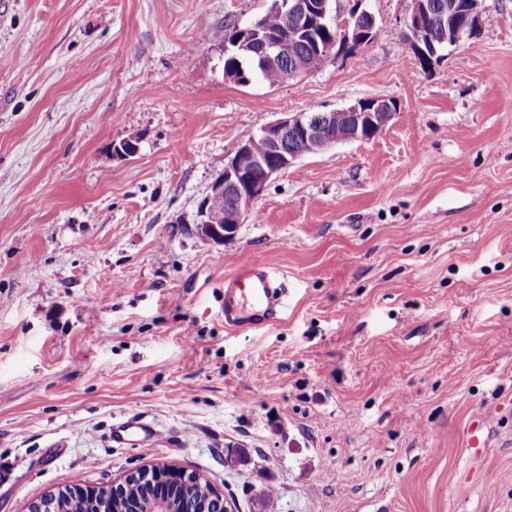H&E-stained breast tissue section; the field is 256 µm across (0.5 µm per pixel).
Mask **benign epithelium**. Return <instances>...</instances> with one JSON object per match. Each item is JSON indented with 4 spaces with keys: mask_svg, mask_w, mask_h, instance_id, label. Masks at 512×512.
<instances>
[{
    "mask_svg": "<svg viewBox=\"0 0 512 512\" xmlns=\"http://www.w3.org/2000/svg\"><path fill=\"white\" fill-rule=\"evenodd\" d=\"M483 0H463L461 12L464 22L453 24L448 32V43H456L463 37L476 35ZM412 12L406 26L411 33L410 44L416 54L428 62L434 59L438 50L431 37L420 27V22L431 15L430 0H412ZM269 11L278 13L296 24V32L301 34L304 28L315 23L331 26L337 30L336 41L348 48L355 43L360 33L353 25L356 19L370 23L366 31L376 27L374 16L363 10L351 13L347 10H333L330 0H271ZM261 40L257 53L269 64L276 66L285 54L280 39L266 34L255 21L240 29L236 44H241L250 36ZM350 117L344 125L334 122L336 112L313 114L299 112L279 118L259 133L241 141L234 156L224 165L213 181L210 192L201 200L197 208L195 224L198 235L217 244L235 235L238 226L245 222L252 212L254 203L263 195L270 180L287 171L303 157L298 150L288 149V137L306 141L314 140L319 151L344 141H369L386 129L397 112V103L385 97H370L358 100L354 105L342 109ZM261 139L269 147L268 157H258L252 150V142ZM224 209V224L211 223L209 216L215 209ZM147 486L158 492L147 496L143 501L138 495L128 494V487ZM182 488L178 505H172L168 495L169 488ZM206 494L207 499L215 502L217 512H230L224 503L223 494L201 476L189 473L175 465L144 466L127 474L123 481L110 487L75 484L67 486L45 498L30 504L29 512H52L51 502L56 500H74L90 505L88 512H117L116 502H126L122 512H199L195 509V494Z\"/></svg>",
    "mask_w": 512,
    "mask_h": 512,
    "instance_id": "obj_1",
    "label": "benign epithelium"
}]
</instances>
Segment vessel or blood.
Instances as JSON below:
<instances>
[{
  "label": "vessel or blood",
  "instance_id": "b4317fda",
  "mask_svg": "<svg viewBox=\"0 0 512 512\" xmlns=\"http://www.w3.org/2000/svg\"><path fill=\"white\" fill-rule=\"evenodd\" d=\"M224 326L239 332L262 329L278 322L283 315L286 288L272 268L263 262L241 266L226 277ZM157 428L137 417L112 425L110 439L116 444L140 445L155 439Z\"/></svg>",
  "mask_w": 512,
  "mask_h": 512
}]
</instances>
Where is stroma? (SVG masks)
Segmentation results:
<instances>
[{
    "label": "stroma",
    "instance_id": "obj_1",
    "mask_svg": "<svg viewBox=\"0 0 512 512\" xmlns=\"http://www.w3.org/2000/svg\"><path fill=\"white\" fill-rule=\"evenodd\" d=\"M343 3L377 38L271 86L225 80L215 37L271 0H0V512L162 462L233 512H512V0L425 67L411 0ZM374 96L379 136L196 235L242 140ZM254 262L286 312L226 330ZM129 416L160 437L112 443Z\"/></svg>",
    "mask_w": 512,
    "mask_h": 512
}]
</instances>
